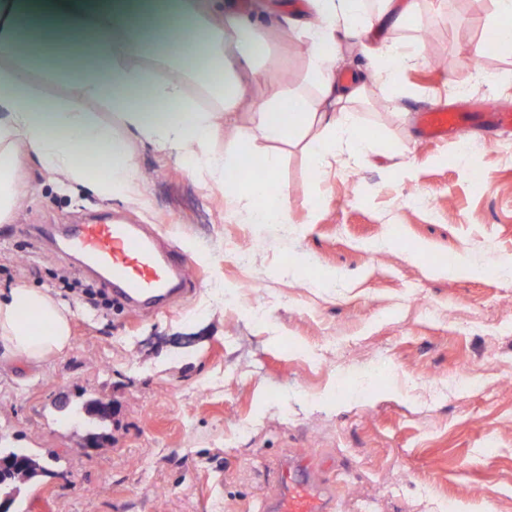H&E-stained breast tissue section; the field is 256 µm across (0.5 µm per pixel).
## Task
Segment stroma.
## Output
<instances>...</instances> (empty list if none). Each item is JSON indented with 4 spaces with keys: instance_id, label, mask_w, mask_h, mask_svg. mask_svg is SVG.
<instances>
[{
    "instance_id": "35a3bbf8",
    "label": "stroma",
    "mask_w": 512,
    "mask_h": 512,
    "mask_svg": "<svg viewBox=\"0 0 512 512\" xmlns=\"http://www.w3.org/2000/svg\"><path fill=\"white\" fill-rule=\"evenodd\" d=\"M300 3L241 0L268 5L269 66L298 81L306 58L280 22ZM494 7L423 0L405 29L367 32L415 38L425 60L401 69L398 94L367 84L352 109L375 145L325 181L303 146L284 148L271 187L288 223L227 218L222 193L139 140L148 180L126 198L29 163L0 222V291L49 290L74 316L64 354L0 359V444L61 457L10 512H259L291 449L328 469L334 512H512V276L495 272L512 265V163L481 126L437 143L415 121L450 100L512 104L497 81L512 52L474 51ZM85 213L168 239L192 261L187 291L151 311L86 308L78 267L24 232ZM456 257L469 273L449 275ZM465 368L479 384L449 387ZM90 399L110 417L89 421Z\"/></svg>"
}]
</instances>
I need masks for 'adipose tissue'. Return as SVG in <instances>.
Returning <instances> with one entry per match:
<instances>
[{
    "label": "adipose tissue",
    "mask_w": 512,
    "mask_h": 512,
    "mask_svg": "<svg viewBox=\"0 0 512 512\" xmlns=\"http://www.w3.org/2000/svg\"><path fill=\"white\" fill-rule=\"evenodd\" d=\"M418 9V0H380L373 13L367 0H306L305 11L288 21L308 46L304 83L261 96L258 87L278 75L267 66L270 45L258 18L237 0H0V49H16L34 25L47 42L65 31L93 36L91 43L71 44L69 67L43 56L17 58V69L36 65L50 77H65L67 100L37 97L17 70L0 71V222L21 201L17 175L32 157L92 193L128 196L138 179L127 142L132 135L176 153L188 173L231 202L230 216L243 210L253 224L287 223L288 209L271 196L267 182L281 165L279 145L304 144L319 177L340 153L362 155L369 142L351 105L363 96L366 81L337 82L343 43L362 37L370 25L402 26ZM174 29L192 30L198 38L185 47L171 40ZM366 52L392 90L400 68L421 57L409 39ZM136 56L153 57L171 77L151 78L132 65ZM191 83L208 97L207 108L188 96ZM90 99L111 107L126 137L85 112ZM244 109L248 124L235 126L228 150L214 153L223 124ZM259 141L269 145L259 158L264 177L249 179L242 160ZM72 317L69 304L47 291L15 285L0 295V353L32 363L60 356L71 344Z\"/></svg>",
    "instance_id": "1"
}]
</instances>
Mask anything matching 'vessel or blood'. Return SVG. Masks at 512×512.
I'll return each mask as SVG.
<instances>
[{
	"label": "vessel or blood",
	"instance_id": "1",
	"mask_svg": "<svg viewBox=\"0 0 512 512\" xmlns=\"http://www.w3.org/2000/svg\"><path fill=\"white\" fill-rule=\"evenodd\" d=\"M477 119L496 129H512V107L475 103L428 107L419 113V129L431 141L442 142L461 132L467 121ZM28 234L50 241L62 256L76 258L93 278L105 282L114 296L134 306L173 295V282H188L189 263L175 252H160L155 239L133 225L100 220L75 224L63 234L42 225L28 227ZM332 480L306 457L292 453L280 463L277 478L262 502V512H333Z\"/></svg>",
	"mask_w": 512,
	"mask_h": 512
}]
</instances>
